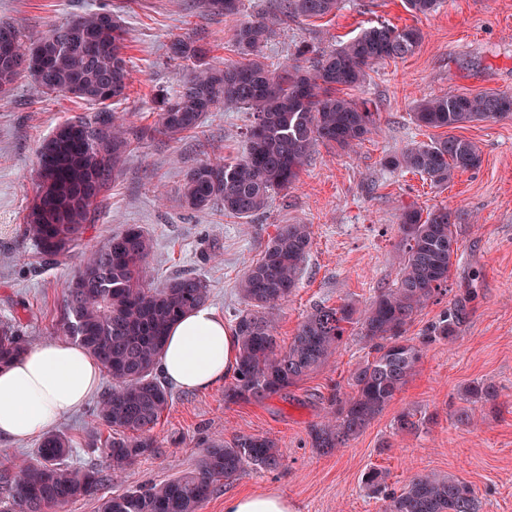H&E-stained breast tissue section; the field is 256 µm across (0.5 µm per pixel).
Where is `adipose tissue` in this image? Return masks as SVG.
<instances>
[{
    "label": "adipose tissue",
    "instance_id": "obj_1",
    "mask_svg": "<svg viewBox=\"0 0 512 512\" xmlns=\"http://www.w3.org/2000/svg\"><path fill=\"white\" fill-rule=\"evenodd\" d=\"M238 341L222 318L197 307L172 325L160 367L190 391L223 381L237 361ZM101 363L81 345L53 338L0 367V438L23 441L46 432L95 392Z\"/></svg>",
    "mask_w": 512,
    "mask_h": 512
}]
</instances>
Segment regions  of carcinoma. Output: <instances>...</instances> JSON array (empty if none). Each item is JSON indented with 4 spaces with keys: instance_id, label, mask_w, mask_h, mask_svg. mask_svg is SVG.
Wrapping results in <instances>:
<instances>
[{
    "instance_id": "carcinoma-1",
    "label": "carcinoma",
    "mask_w": 512,
    "mask_h": 512,
    "mask_svg": "<svg viewBox=\"0 0 512 512\" xmlns=\"http://www.w3.org/2000/svg\"><path fill=\"white\" fill-rule=\"evenodd\" d=\"M439 2L405 0V7L426 16ZM339 5L340 0H283L282 15L321 18ZM243 6L244 0H202L204 14L226 19L240 15ZM270 33L269 21L260 13L237 24L233 41L239 60L220 66L204 61L207 51L194 41L176 39L170 45L171 59L191 63V71L178 90L155 96V132L177 139L228 103L251 118L239 156L204 161L187 171L180 195L187 209L200 211L217 203L234 217L251 218L268 206L274 193L297 180L317 144L353 149L370 132L375 113L368 100L356 101L343 90L362 86L367 71L381 61L412 56L424 39L416 26L381 22L333 50L301 45L288 62L274 67L262 54ZM5 36L15 55L27 54L31 45L39 55L21 70L8 68L0 55L1 97L25 77L47 97L65 94L94 109L90 117L65 120L37 150V190L24 224L31 244L27 258L59 266L79 245L131 148L124 114L112 108L127 98L130 86L125 30L118 15L102 9L53 23L30 41L17 23L1 19L0 44ZM511 116L512 93L450 91L425 99L413 112L415 123L450 133L416 143L387 164L444 186L481 163L477 145L452 130ZM399 233L402 261L395 287L380 289L362 309L350 301L315 307L292 342L282 347L269 311L297 288L311 245L309 225H282L240 280L245 307L234 319L239 353L225 399L261 402L282 394L325 366L343 342L346 325H355L369 351L350 373V391L330 399V417L311 429V441L327 454L356 437L408 383L426 347L456 337L462 317L461 307H450L425 327L419 342L405 337L419 311L447 291L458 242L445 207L404 210ZM150 251L147 233L130 225L86 255L63 287L58 332L84 347L112 379L95 411L97 425L112 432L96 446L112 474L157 453L151 432L170 397L157 376L165 337L181 315L209 297L206 282L193 276L151 287L144 275ZM29 346L19 324L0 323V365L21 357ZM464 396L489 401L496 390L477 381L465 388ZM71 456L67 436L46 433L35 456L0 481V512H58L97 495L104 476L73 465ZM280 458L276 442L268 437L214 440L192 471L105 498L101 512H199L221 480L237 476L247 464L275 469ZM385 479L378 468L363 476L369 491L385 495L384 512H480L474 488L460 477L416 475L390 493Z\"/></svg>"
}]
</instances>
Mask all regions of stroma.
<instances>
[{
  "mask_svg": "<svg viewBox=\"0 0 512 512\" xmlns=\"http://www.w3.org/2000/svg\"><path fill=\"white\" fill-rule=\"evenodd\" d=\"M198 0H0V18L17 21L24 35L71 14L107 8L121 16L127 38L131 87L120 111L129 113L132 147L67 265L44 271L28 264L22 235L35 190L40 142L58 124L89 114L66 96H43L21 78L0 98V321L21 318L31 344L54 337L63 284L86 250L103 245L127 225H141L153 240L146 279L162 286L192 274L209 288L207 304L232 326L243 307L238 283L261 257L283 224L309 225L312 245L299 284L271 312L277 341L288 345L316 306L344 301L364 305L379 289L393 287L401 251L398 224L409 207L448 208L459 250L447 291L431 300L406 333L420 331L449 306L465 315L452 342L430 345L414 376L366 428L327 454L313 448L310 429L320 423L337 387L364 356L357 332L345 336L328 364L283 394L261 402H226L223 384L195 391L172 389L168 409L153 430L156 456L143 459L106 482L98 497L70 503L65 512H99L103 498L175 478L193 469L207 444L238 435L273 438L282 455L277 469L245 467L220 482L201 512H224L226 495L273 489L288 497L294 512H381V500L362 484L372 468L385 470L390 488L413 475L437 473L465 479L480 512H512V119L474 122L459 129L481 153L477 169L445 186L387 167L388 157L409 144L441 137L417 126L413 111L425 98L460 93L512 92V0H443L436 12L413 16L404 0H342L322 18L279 20L280 0H245L243 20L276 17L262 52L283 61L302 42L331 48L362 28L385 22L417 26L424 40L404 60H387L368 72L349 97L367 99L376 122L353 151L317 145L299 178L274 193L268 207L244 221L220 207L185 209L180 189L185 173L200 161L230 159L244 147L248 113L233 105L212 112L194 132L178 139L153 131V99L175 91L188 70L170 59L178 38H202L212 62L236 58L233 22L198 14ZM494 384L487 402L461 400L474 381ZM95 399L55 426L73 446L72 461L104 469L93 451ZM421 426L396 429L404 411Z\"/></svg>",
  "mask_w": 512,
  "mask_h": 512,
  "instance_id": "stroma-1",
  "label": "stroma"
}]
</instances>
